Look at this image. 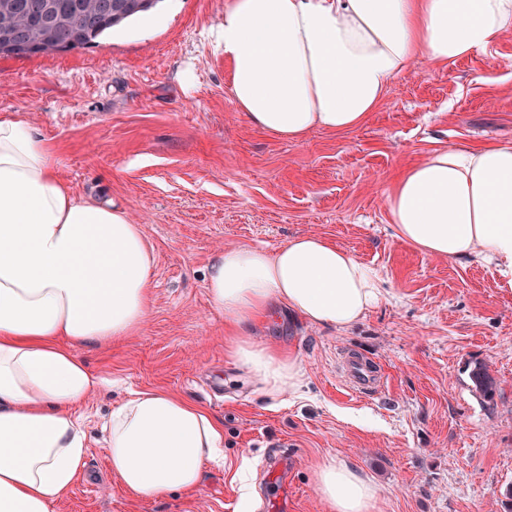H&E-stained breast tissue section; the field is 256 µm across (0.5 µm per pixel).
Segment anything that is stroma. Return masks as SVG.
<instances>
[{"mask_svg": "<svg viewBox=\"0 0 512 512\" xmlns=\"http://www.w3.org/2000/svg\"><path fill=\"white\" fill-rule=\"evenodd\" d=\"M228 2L159 0L96 44L0 56V117L39 129L62 180L120 204L156 261L142 326L85 352L112 388L77 412L85 467L53 512H262L275 454L288 460L278 512H327L314 479L327 458L368 478L381 512H512V289L486 261L406 245L385 209L394 175L429 152L512 143V31L480 55L418 61L355 129L293 142L248 125L232 98L207 38ZM302 234L379 270L383 299L346 330L286 312L255 328L256 343L292 351L305 372L298 394L273 398L227 357L205 279L224 249ZM349 355L374 365L377 391L350 386ZM479 364L496 381L489 401L470 380ZM142 389L223 422L224 465L205 466L196 493L137 498L110 471L102 427Z\"/></svg>", "mask_w": 512, "mask_h": 512, "instance_id": "1", "label": "stroma"}]
</instances>
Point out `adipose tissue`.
I'll return each mask as SVG.
<instances>
[{"instance_id":"ef3b65f1","label":"adipose tissue","mask_w":512,"mask_h":512,"mask_svg":"<svg viewBox=\"0 0 512 512\" xmlns=\"http://www.w3.org/2000/svg\"><path fill=\"white\" fill-rule=\"evenodd\" d=\"M512 31V0H231L209 36L251 126L298 141L362 125L417 61L486 52ZM386 211L422 254L486 258L512 288V143L442 148L392 180ZM155 258L125 209L79 200L42 135L0 118V512H52L85 465L75 415L108 378L85 347L134 333L149 311ZM233 361L271 395L294 391L292 355L249 334L278 309L345 329L381 298L378 272L316 235L269 251L238 246L205 285ZM113 475L138 498L196 490L222 455L224 428L191 400L134 393L105 426ZM315 483L328 512H375L376 487L330 459Z\"/></svg>"}]
</instances>
